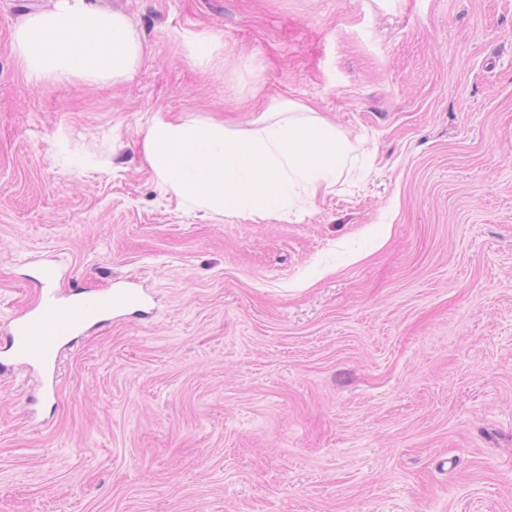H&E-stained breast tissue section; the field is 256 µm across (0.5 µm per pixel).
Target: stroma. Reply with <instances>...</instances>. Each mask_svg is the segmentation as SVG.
Masks as SVG:
<instances>
[{"instance_id":"stroma-1","label":"stroma","mask_w":512,"mask_h":512,"mask_svg":"<svg viewBox=\"0 0 512 512\" xmlns=\"http://www.w3.org/2000/svg\"><path fill=\"white\" fill-rule=\"evenodd\" d=\"M0 0V324L53 260L153 315L0 376V512H512V0H97L116 85L28 87ZM209 59L198 64V51ZM313 107L353 169L285 213L186 206L156 118Z\"/></svg>"}]
</instances>
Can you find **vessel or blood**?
<instances>
[{
	"label": "vessel or blood",
	"instance_id": "1",
	"mask_svg": "<svg viewBox=\"0 0 512 512\" xmlns=\"http://www.w3.org/2000/svg\"><path fill=\"white\" fill-rule=\"evenodd\" d=\"M35 285L36 299L0 330V374L17 368L36 374L42 393L54 382L62 351L79 336L117 320L143 321L153 314L146 293L127 279L102 297L48 262L40 266Z\"/></svg>",
	"mask_w": 512,
	"mask_h": 512
}]
</instances>
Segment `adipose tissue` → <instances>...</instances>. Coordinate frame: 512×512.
<instances>
[{"label": "adipose tissue", "instance_id": "ef3b65f1", "mask_svg": "<svg viewBox=\"0 0 512 512\" xmlns=\"http://www.w3.org/2000/svg\"><path fill=\"white\" fill-rule=\"evenodd\" d=\"M10 47L32 88L70 78L114 83L140 62L138 36L127 18L96 0H56L15 29Z\"/></svg>", "mask_w": 512, "mask_h": 512}]
</instances>
